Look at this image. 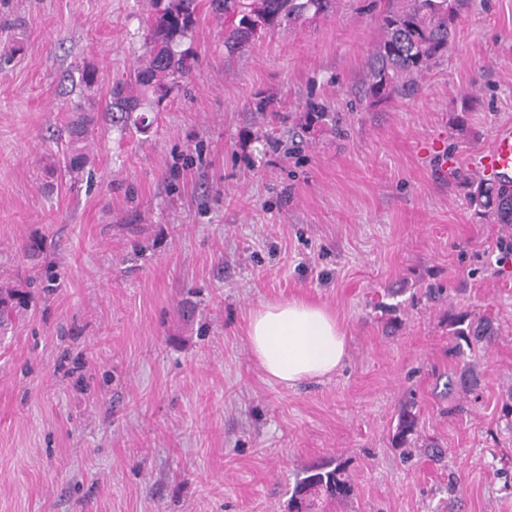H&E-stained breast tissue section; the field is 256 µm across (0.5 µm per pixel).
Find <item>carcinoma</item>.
I'll use <instances>...</instances> for the list:
<instances>
[{"mask_svg":"<svg viewBox=\"0 0 512 512\" xmlns=\"http://www.w3.org/2000/svg\"><path fill=\"white\" fill-rule=\"evenodd\" d=\"M224 17V47L240 50L267 33L292 31L296 27L335 11L339 0H150L151 11L144 20V50L129 77L112 87V101L106 116L124 133H145L152 126L143 114L144 105L162 101L176 83L191 76L197 59L182 48L197 23L201 4ZM467 0H395L380 16V39L367 55L362 99L371 108L399 97H413L420 91L430 68L449 50L457 18ZM66 125L69 154L66 170L82 171L90 162L88 146L93 142L97 119L85 105L72 106ZM328 107L319 101L307 104L304 127L324 124ZM461 178L471 187V202L477 214L494 224L512 226V194L493 180ZM27 304V293L8 284L0 285V329ZM448 325L455 328V356L462 367L458 378L448 376V388L471 385L478 372L466 351L491 343L499 335L494 322L469 312L448 310ZM419 418L409 408L399 415L394 445L410 444L418 432ZM354 481L343 462L302 469L290 499L289 512H315L320 500L349 497Z\"/></svg>","mask_w":512,"mask_h":512,"instance_id":"obj_1","label":"carcinoma"}]
</instances>
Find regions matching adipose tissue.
Returning a JSON list of instances; mask_svg holds the SVG:
<instances>
[{
  "mask_svg": "<svg viewBox=\"0 0 512 512\" xmlns=\"http://www.w3.org/2000/svg\"><path fill=\"white\" fill-rule=\"evenodd\" d=\"M246 336L255 363L285 388L331 377L348 358L346 334L335 315L303 299L261 303L250 314Z\"/></svg>",
  "mask_w": 512,
  "mask_h": 512,
  "instance_id": "ef3b65f1",
  "label": "adipose tissue"
}]
</instances>
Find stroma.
Masks as SVG:
<instances>
[{
    "instance_id": "35a3bbf8",
    "label": "stroma",
    "mask_w": 512,
    "mask_h": 512,
    "mask_svg": "<svg viewBox=\"0 0 512 512\" xmlns=\"http://www.w3.org/2000/svg\"><path fill=\"white\" fill-rule=\"evenodd\" d=\"M146 14L0 0V281L30 294L0 335V512H288L300 469L338 459L354 492L324 512H512V228L456 177L512 122V0H470L417 96L375 109L358 99L372 0L233 55L201 11L199 66L149 133L101 124L92 166L46 177L70 103L102 115ZM312 98L340 130L299 132ZM295 297L336 314L349 357L287 389L246 328ZM452 308L500 331L454 416L436 383L457 367ZM409 398L406 458L392 437Z\"/></svg>"
}]
</instances>
